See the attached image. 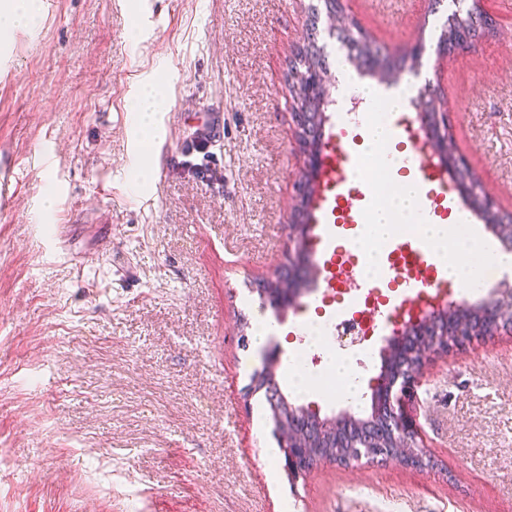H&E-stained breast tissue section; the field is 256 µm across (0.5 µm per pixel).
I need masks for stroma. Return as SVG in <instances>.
<instances>
[{
  "label": "stroma",
  "mask_w": 512,
  "mask_h": 512,
  "mask_svg": "<svg viewBox=\"0 0 512 512\" xmlns=\"http://www.w3.org/2000/svg\"><path fill=\"white\" fill-rule=\"evenodd\" d=\"M382 53H422L382 90L433 85L453 141L512 214V0H480L493 30L438 53L453 0H341ZM330 48L324 0H53L0 36V512H512V333L432 358L405 410L433 461L324 463L292 474L263 393L319 418L370 412L387 337L373 336L361 406L288 383V346L314 280L271 304L288 265L305 157L288 68L306 36ZM166 88L134 183L131 105ZM207 112L224 142L201 149ZM54 195L52 212L42 200ZM131 266L113 269V255ZM288 332L254 351L258 317ZM266 377H268L269 380L273 378V374L269 369L263 367L260 371H255L251 379V384L248 388L253 393L264 389L266 401L269 404L274 424L276 422L277 410L280 407L281 402H286V404L290 406L293 411L297 412L301 416H303V412H309L306 411L302 406H297L289 402L288 399L282 393H280L277 387V383L275 384L274 392L270 393L269 386L265 387ZM275 394H277L278 397H276Z\"/></svg>",
  "instance_id": "obj_1"
}]
</instances>
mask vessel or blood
<instances>
[{"label": "vessel or blood", "instance_id": "b4317fda", "mask_svg": "<svg viewBox=\"0 0 512 512\" xmlns=\"http://www.w3.org/2000/svg\"><path fill=\"white\" fill-rule=\"evenodd\" d=\"M395 130L403 152L397 162L401 171L418 173L425 188L421 213L440 220L463 211L465 204L452 195L454 175L435 158L421 128L399 116ZM360 151L357 140L346 131L329 130L313 179L310 229L319 251L316 262L318 301H325L344 287L353 295H372L376 289L360 276V259L336 247L341 228L362 223L368 188L354 180ZM390 294L372 308L373 326L385 331L409 312L424 296L447 286L440 277L427 244L422 239L395 242L389 253Z\"/></svg>", "mask_w": 512, "mask_h": 512}]
</instances>
